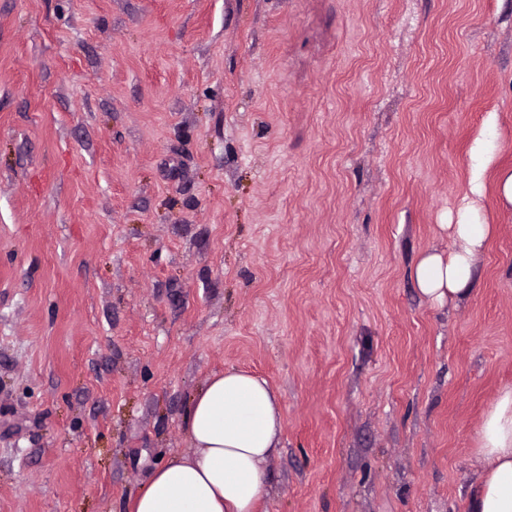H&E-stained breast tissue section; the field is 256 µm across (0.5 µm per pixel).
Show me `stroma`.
Here are the masks:
<instances>
[{
  "instance_id": "1",
  "label": "stroma",
  "mask_w": 512,
  "mask_h": 512,
  "mask_svg": "<svg viewBox=\"0 0 512 512\" xmlns=\"http://www.w3.org/2000/svg\"><path fill=\"white\" fill-rule=\"evenodd\" d=\"M479 136L497 230L439 308ZM504 169L512 0H0V512H125L231 366L283 406L260 512H466Z\"/></svg>"
}]
</instances>
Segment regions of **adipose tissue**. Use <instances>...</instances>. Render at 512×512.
Listing matches in <instances>:
<instances>
[{
    "label": "adipose tissue",
    "instance_id": "obj_1",
    "mask_svg": "<svg viewBox=\"0 0 512 512\" xmlns=\"http://www.w3.org/2000/svg\"><path fill=\"white\" fill-rule=\"evenodd\" d=\"M472 153L477 164L457 221L440 227L447 252H426L414 268L420 294L438 307L469 293L476 260L494 232L473 221L488 166L483 140H475ZM283 428L280 397L265 379L235 367L212 374L187 410L185 449L153 468L129 512H257ZM475 448L481 469L469 512H512V387L501 389L485 412Z\"/></svg>",
    "mask_w": 512,
    "mask_h": 512
}]
</instances>
